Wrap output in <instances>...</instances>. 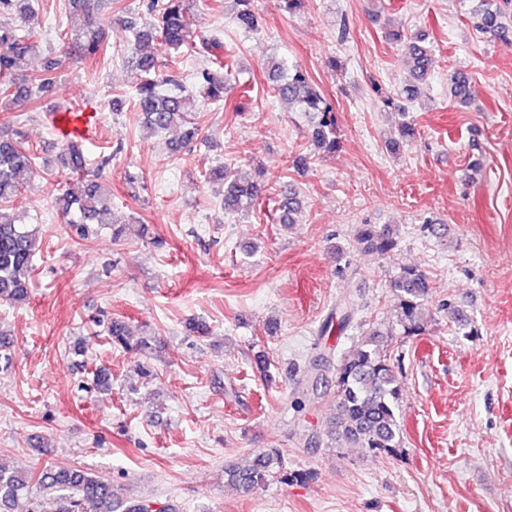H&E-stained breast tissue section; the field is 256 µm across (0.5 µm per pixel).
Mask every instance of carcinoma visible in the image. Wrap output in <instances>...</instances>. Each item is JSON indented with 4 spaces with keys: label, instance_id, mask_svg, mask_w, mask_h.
<instances>
[{
    "label": "carcinoma",
    "instance_id": "obj_1",
    "mask_svg": "<svg viewBox=\"0 0 512 512\" xmlns=\"http://www.w3.org/2000/svg\"><path fill=\"white\" fill-rule=\"evenodd\" d=\"M70 8L83 13V24L64 37L62 53H77L87 59L98 54L100 33L96 29L95 11L99 0H67ZM192 0H148L147 13L153 17L141 27L137 20L124 21L132 32L134 42L128 48L133 67L140 72L136 102L146 124L154 131H165L182 124L185 140L194 139L199 131L193 112L195 99L185 92L179 72L171 65L158 63L151 55L139 53L141 44L158 41L185 55H195L199 49L209 51L207 43L197 47L185 23ZM236 20L240 27L254 30L258 18L253 0H237ZM12 10L21 19L15 28H0V95L16 101H30L48 91L57 79L62 59L46 60L37 74H19L16 61L39 48L37 27L39 16L32 0H0V10ZM512 16V0H480V6L470 12L472 26L502 42L512 43V24L504 19ZM410 74L416 81L428 77L429 54L422 46L412 43ZM236 70L234 56L215 55L207 66L196 72L204 101L224 105V94ZM267 81L274 96L293 112L316 115L311 128V141L329 153L336 152L332 109L314 86L308 73L284 57L273 56L268 62ZM63 164L79 174L76 183L56 199V207L64 223L87 240L91 225H104L118 239L124 224L115 219L111 194L101 183L82 176L87 159L82 150L69 145ZM37 173L36 156L32 149L0 129V302L21 305L29 299V284L34 273V257L42 238L37 224H24L11 211L10 203L20 189ZM210 182L224 185V211L231 213L253 211L261 198L264 186L259 181H242L234 168L221 165L205 171ZM358 244L377 253H387L397 246V239L388 225L376 227L360 224L356 228ZM396 297L398 322L404 331H421L422 305L430 284L425 271L403 266L390 283ZM338 314L324 324L320 337L331 331L341 336L357 314L354 299H343ZM382 332L369 327L360 333V340L349 350L335 357V352H321L311 362L318 379L331 374L336 402V414L330 421L326 436L338 448L356 447L365 452L392 454L403 438L400 417L401 382L399 372L380 337ZM224 477L243 491H250L277 479L284 485L301 482L304 475L290 472L276 448L252 456L245 464L224 466ZM53 495L56 512H149V499H121L110 481L92 471L70 467L44 468L38 473H21L0 464V512H12L22 496L28 499V512H41L40 494Z\"/></svg>",
    "mask_w": 512,
    "mask_h": 512
}]
</instances>
